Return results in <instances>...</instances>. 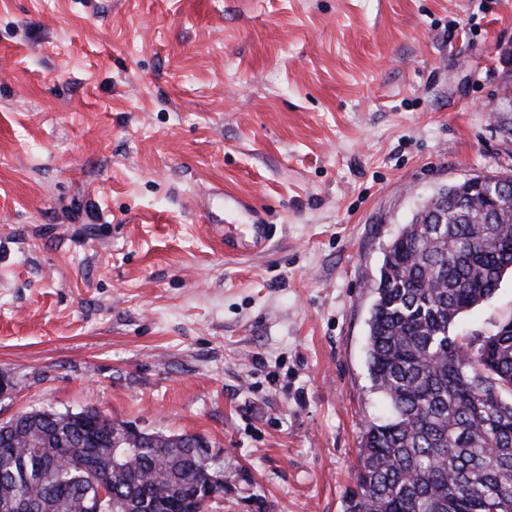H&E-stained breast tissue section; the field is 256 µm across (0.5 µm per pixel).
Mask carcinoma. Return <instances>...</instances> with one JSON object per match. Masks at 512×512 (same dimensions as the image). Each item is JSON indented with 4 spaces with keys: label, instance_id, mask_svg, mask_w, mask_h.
<instances>
[{
    "label": "carcinoma",
    "instance_id": "1",
    "mask_svg": "<svg viewBox=\"0 0 512 512\" xmlns=\"http://www.w3.org/2000/svg\"><path fill=\"white\" fill-rule=\"evenodd\" d=\"M512 273V196L440 187L384 251L367 332L389 417L365 426L344 512H512V318L457 320ZM33 409L0 424V512H204L224 464L194 435L146 438Z\"/></svg>",
    "mask_w": 512,
    "mask_h": 512
}]
</instances>
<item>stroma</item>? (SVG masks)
<instances>
[{
	"instance_id": "1",
	"label": "stroma",
	"mask_w": 512,
	"mask_h": 512,
	"mask_svg": "<svg viewBox=\"0 0 512 512\" xmlns=\"http://www.w3.org/2000/svg\"><path fill=\"white\" fill-rule=\"evenodd\" d=\"M511 71L512 0H0V421L200 434L213 512H344L384 249L512 167ZM510 317L508 275L456 330Z\"/></svg>"
}]
</instances>
